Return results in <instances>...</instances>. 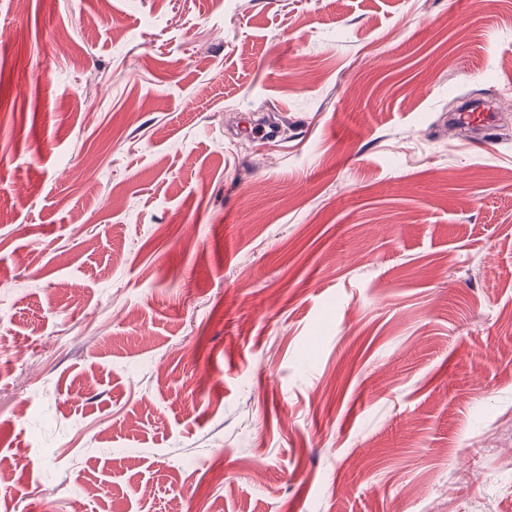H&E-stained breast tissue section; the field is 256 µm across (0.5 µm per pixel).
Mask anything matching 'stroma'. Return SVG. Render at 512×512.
Here are the masks:
<instances>
[{"instance_id":"35a3bbf8","label":"stroma","mask_w":512,"mask_h":512,"mask_svg":"<svg viewBox=\"0 0 512 512\" xmlns=\"http://www.w3.org/2000/svg\"><path fill=\"white\" fill-rule=\"evenodd\" d=\"M0 455V512H512V0H0ZM496 106L488 103H463L460 110L450 117L452 125L462 123L471 126H485L490 124L494 119Z\"/></svg>"}]
</instances>
